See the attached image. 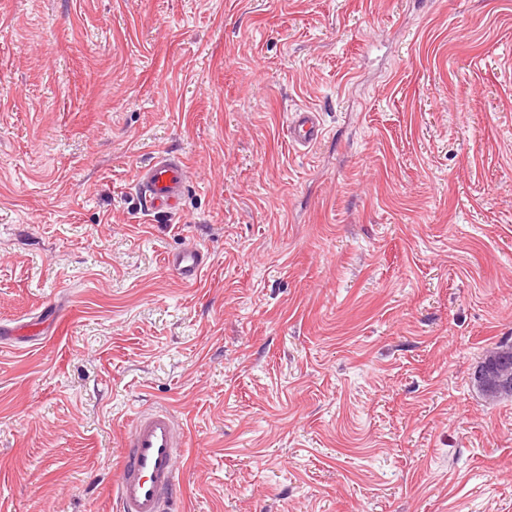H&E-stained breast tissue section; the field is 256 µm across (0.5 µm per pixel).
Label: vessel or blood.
<instances>
[{
  "instance_id": "vessel-or-blood-1",
  "label": "vessel or blood",
  "mask_w": 512,
  "mask_h": 512,
  "mask_svg": "<svg viewBox=\"0 0 512 512\" xmlns=\"http://www.w3.org/2000/svg\"><path fill=\"white\" fill-rule=\"evenodd\" d=\"M288 134L298 148H311L322 137L317 112L292 113ZM186 162L182 157L162 154L137 170L134 183L146 209L175 208L185 189ZM167 271L180 283L197 284L205 266V255L187 247L164 257ZM119 478L113 494L117 512H171L178 482V460L182 446L171 412L165 408L138 410L124 442Z\"/></svg>"
}]
</instances>
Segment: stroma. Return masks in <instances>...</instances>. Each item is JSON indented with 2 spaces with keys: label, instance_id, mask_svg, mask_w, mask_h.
<instances>
[{
  "label": "stroma",
  "instance_id": "35a3bbf8",
  "mask_svg": "<svg viewBox=\"0 0 512 512\" xmlns=\"http://www.w3.org/2000/svg\"><path fill=\"white\" fill-rule=\"evenodd\" d=\"M34 323L0 512H115L162 406L182 512H512V400L471 380L512 337V0H0V325ZM288 134L297 148L309 149L322 137V126L318 112L302 110L294 112L288 122ZM186 161L162 154L135 174L134 183L147 210L169 211L176 207L185 189ZM167 271L184 285H195L200 281L205 266L204 252L197 247H187L164 257Z\"/></svg>",
  "mask_w": 512,
  "mask_h": 512
}]
</instances>
